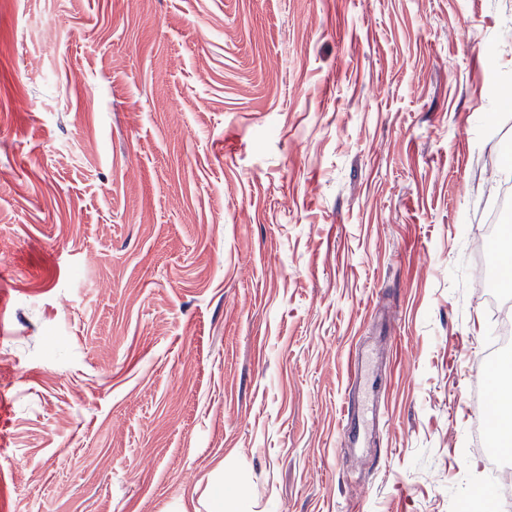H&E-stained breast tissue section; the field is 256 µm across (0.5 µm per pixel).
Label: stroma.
<instances>
[{"mask_svg": "<svg viewBox=\"0 0 512 512\" xmlns=\"http://www.w3.org/2000/svg\"><path fill=\"white\" fill-rule=\"evenodd\" d=\"M506 75L512 0H0V512H465ZM360 364L361 368L359 371V376L363 377V379L367 381L375 371L373 356L368 354L364 360L362 359L360 361ZM359 376L356 382H358L359 386H361ZM366 383L367 382H364V384L361 386L363 395L361 396L360 400H358L356 411L353 415H348L345 422L347 435L354 446H359L365 437L372 433L376 427V422L379 421L375 403L376 392L374 390L373 384L371 387H368Z\"/></svg>", "mask_w": 512, "mask_h": 512, "instance_id": "obj_1", "label": "stroma"}]
</instances>
